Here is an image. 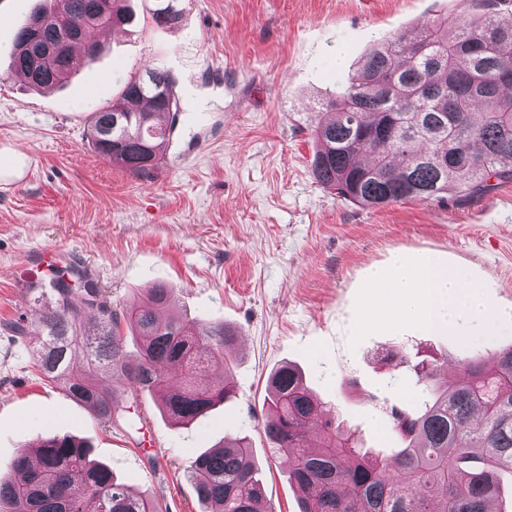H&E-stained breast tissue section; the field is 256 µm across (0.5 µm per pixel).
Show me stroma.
Here are the masks:
<instances>
[{"mask_svg": "<svg viewBox=\"0 0 512 512\" xmlns=\"http://www.w3.org/2000/svg\"><path fill=\"white\" fill-rule=\"evenodd\" d=\"M156 3L130 0L133 23L44 93L13 78L9 57L38 0H0V150L25 158L21 178L0 182V467L38 439L71 434L133 493L198 512L186 466L244 433L268 512H299L288 464L261 426L273 368L298 366L341 429L390 457L399 445L387 408L421 410L424 395L408 369L382 365L388 352L453 366L512 345V329L483 336L471 318L457 335L355 328L370 294L365 269L397 250L468 267L488 306L511 308L512 182L368 209L324 191L310 168L319 104L378 39L479 12L469 0H177L183 17L171 31L153 23ZM149 69L176 79L183 112L163 163L137 179L94 152L87 117ZM51 249L92 274L115 309L161 280L177 311L235 329V398L184 428L147 394L139 428L98 425L41 378L31 337L7 329L38 312L29 272Z\"/></svg>", "mask_w": 512, "mask_h": 512, "instance_id": "1", "label": "stroma"}]
</instances>
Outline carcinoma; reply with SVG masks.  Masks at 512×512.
Wrapping results in <instances>:
<instances>
[{
	"mask_svg": "<svg viewBox=\"0 0 512 512\" xmlns=\"http://www.w3.org/2000/svg\"><path fill=\"white\" fill-rule=\"evenodd\" d=\"M16 30L11 69L27 84L50 90L73 69L70 52L48 63L28 43L29 31L51 45L69 35L48 22L55 8L78 21V34L131 21L125 0H51ZM481 12L473 23L435 20L377 43L348 77L340 94L321 104L312 130L310 162L316 183L364 208L408 199L463 197L512 181V0H471ZM159 26L181 22L172 0H160ZM150 99L135 111L134 97ZM180 111L175 78L148 70L131 77L120 98L88 116L94 151L136 178H147L164 158ZM46 304L36 322L9 324L16 336L36 337L33 360L43 379L93 410L97 424L127 422L115 378L135 405L144 393L159 396L177 425H189L236 396L227 351L238 332L171 309L173 289L161 281L122 311L86 271L55 268L31 285ZM140 338L132 354L123 331ZM84 369L73 371L76 359ZM385 365L408 367L430 395L417 414L393 405L390 430L401 445L391 458L364 451L324 416L321 401L293 366L267 378L263 432L288 461V482L298 488L300 512H505L497 507L499 475L512 474V347L458 364L459 382L435 381L436 365L399 353ZM319 443L307 445L309 433ZM0 476V512H163L159 499L136 496L112 470L90 458L88 445L70 435L38 442L14 457ZM202 512H262L249 437L196 457L186 469Z\"/></svg>",
	"mask_w": 512,
	"mask_h": 512,
	"instance_id": "obj_1",
	"label": "carcinoma"
}]
</instances>
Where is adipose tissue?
Returning a JSON list of instances; mask_svg holds the SVG:
<instances>
[{
  "label": "adipose tissue",
  "mask_w": 512,
  "mask_h": 512,
  "mask_svg": "<svg viewBox=\"0 0 512 512\" xmlns=\"http://www.w3.org/2000/svg\"><path fill=\"white\" fill-rule=\"evenodd\" d=\"M370 290L360 326L396 320L431 332L454 329L465 316H477L486 330L512 327V311L487 307L468 270L429 254L395 252L390 261L365 271Z\"/></svg>",
  "instance_id": "1"
}]
</instances>
